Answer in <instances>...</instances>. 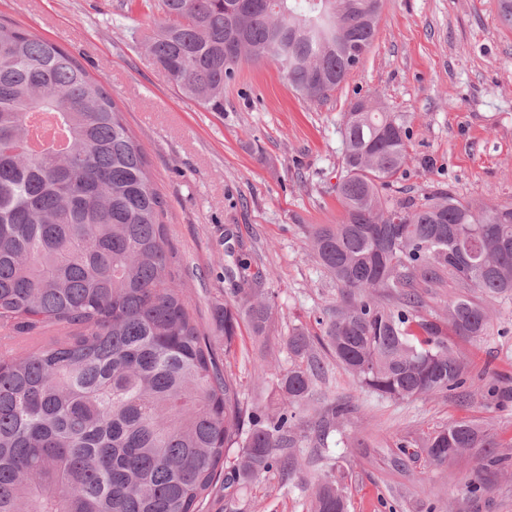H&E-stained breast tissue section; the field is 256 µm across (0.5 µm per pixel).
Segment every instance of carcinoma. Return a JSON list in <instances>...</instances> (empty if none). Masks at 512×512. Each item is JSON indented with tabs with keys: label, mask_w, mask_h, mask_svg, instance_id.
Returning a JSON list of instances; mask_svg holds the SVG:
<instances>
[{
	"label": "carcinoma",
	"mask_w": 512,
	"mask_h": 512,
	"mask_svg": "<svg viewBox=\"0 0 512 512\" xmlns=\"http://www.w3.org/2000/svg\"><path fill=\"white\" fill-rule=\"evenodd\" d=\"M143 45L169 84L209 112L243 60L275 61L312 106L369 52L381 0H157ZM343 209L309 246L341 286L322 337L295 328L279 402L242 406L177 283L162 200L144 153L103 86L67 51L0 18V512H202L232 491L301 466L359 406L316 397L326 349L359 390L402 402L467 383L448 346L484 335V300L512 297V204L436 190L391 194L407 162L404 123L377 101L344 116ZM453 275L467 294L445 319L419 290ZM224 339L240 322L268 336L263 269L240 268ZM310 419H304L307 412ZM238 449L235 464L224 458ZM442 467L475 450L500 473L512 455L458 420L422 443ZM313 512H348L343 477L317 475Z\"/></svg>",
	"instance_id": "obj_1"
}]
</instances>
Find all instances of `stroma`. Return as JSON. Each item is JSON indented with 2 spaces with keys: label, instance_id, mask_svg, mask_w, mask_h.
Returning <instances> with one entry per match:
<instances>
[{
  "label": "stroma",
  "instance_id": "1",
  "mask_svg": "<svg viewBox=\"0 0 512 512\" xmlns=\"http://www.w3.org/2000/svg\"><path fill=\"white\" fill-rule=\"evenodd\" d=\"M0 17L68 51L97 79L139 142L164 202L168 247L200 328L237 381L245 405L270 402L290 360L285 339L299 326L318 336L341 299L306 239L312 224L342 217L343 118L351 103L379 97L404 117L407 164L394 184L423 201L437 189L462 199L512 203V29L497 0H383L363 61L313 108L271 61L243 62L224 88V109L181 95L141 48L162 19L154 0H0ZM266 275L273 322L265 341L240 328L232 344L215 313L233 302L235 257ZM487 336L449 335L468 364L463 394L392 402L357 393L351 375L322 355L328 400L357 398L344 439L324 455L342 475L349 512H512V471L487 475L477 498L463 487L479 456L430 466L424 456L394 471L389 456L460 419L512 443V299L487 302ZM312 483L271 471L226 501L214 488L204 512H311Z\"/></svg>",
  "mask_w": 512,
  "mask_h": 512
}]
</instances>
